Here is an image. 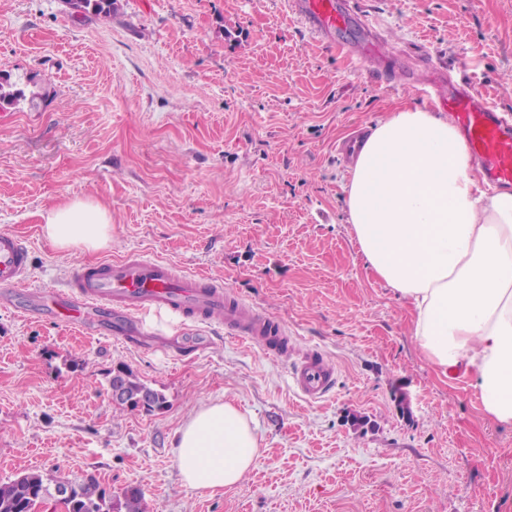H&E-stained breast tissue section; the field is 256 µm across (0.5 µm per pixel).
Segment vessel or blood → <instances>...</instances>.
Here are the masks:
<instances>
[{
	"instance_id": "1",
	"label": "vessel or blood",
	"mask_w": 512,
	"mask_h": 512,
	"mask_svg": "<svg viewBox=\"0 0 512 512\" xmlns=\"http://www.w3.org/2000/svg\"><path fill=\"white\" fill-rule=\"evenodd\" d=\"M288 9L324 43H336L349 28L362 38L342 44L365 59L380 55L379 43L367 37L371 27L353 0H288ZM448 119L465 135L466 147L480 164L486 180L512 186V121L487 99L476 98L452 86L444 100ZM28 250L14 235L0 232V294L26 292L37 298L44 310L58 320L82 326L87 314L105 311L127 323L138 313L152 309L183 315L187 320L223 321L227 336L261 347L279 356L291 350L287 326L243 299L222 281L186 273L173 264L131 253L97 266L74 268L70 288L61 295L31 285L27 280ZM292 384L307 401L323 399L335 384L334 364L314 348L300 353L292 364Z\"/></svg>"
}]
</instances>
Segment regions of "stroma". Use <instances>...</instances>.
<instances>
[{
	"label": "stroma",
	"instance_id": "1",
	"mask_svg": "<svg viewBox=\"0 0 512 512\" xmlns=\"http://www.w3.org/2000/svg\"><path fill=\"white\" fill-rule=\"evenodd\" d=\"M393 54L325 47L287 0H119L73 21L61 0H0V69L36 75L38 108L0 118V232L29 274L63 289L76 266L131 252L224 282L336 365L309 402L291 363L219 322L161 312L144 335L93 333L0 297V484L27 472L132 486L146 512H512V424L469 380L439 377L410 306L351 235L339 145L404 106L405 74L437 66L512 111V0H357ZM74 198L112 216V242L56 250L41 212ZM160 389V413L119 410L117 364ZM244 411L253 468L212 494L186 486L175 432L202 403Z\"/></svg>",
	"mask_w": 512,
	"mask_h": 512
}]
</instances>
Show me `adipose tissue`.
Returning a JSON list of instances; mask_svg holds the SVG:
<instances>
[{"label": "adipose tissue", "mask_w": 512, "mask_h": 512, "mask_svg": "<svg viewBox=\"0 0 512 512\" xmlns=\"http://www.w3.org/2000/svg\"><path fill=\"white\" fill-rule=\"evenodd\" d=\"M343 191L359 250L411 306L421 352L441 375L472 380L485 415L512 424V189L484 186L447 116L403 107L363 138ZM41 219L60 251L112 240L110 214L91 200ZM174 448L184 483L213 493L241 481L260 439L231 402L210 400L183 421Z\"/></svg>", "instance_id": "1"}]
</instances>
